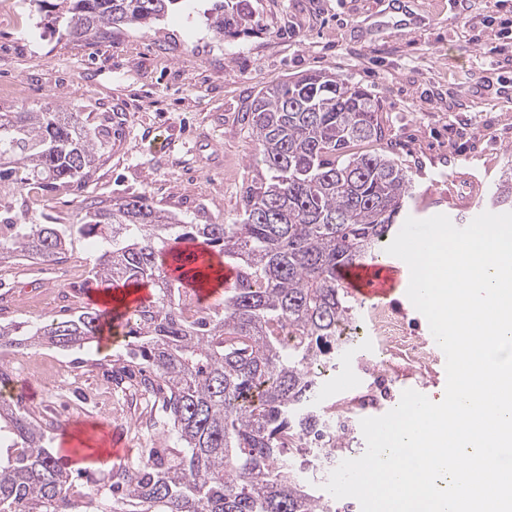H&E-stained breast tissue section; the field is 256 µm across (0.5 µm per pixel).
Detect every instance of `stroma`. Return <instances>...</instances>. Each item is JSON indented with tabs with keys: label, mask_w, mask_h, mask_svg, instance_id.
<instances>
[{
	"label": "stroma",
	"mask_w": 512,
	"mask_h": 512,
	"mask_svg": "<svg viewBox=\"0 0 512 512\" xmlns=\"http://www.w3.org/2000/svg\"><path fill=\"white\" fill-rule=\"evenodd\" d=\"M391 0H247L256 29L216 38L204 17L207 0L170 12L153 27L115 32L110 40L72 41L51 34L35 0H10L13 17L0 20V110H39L58 103L89 114L92 123L119 133L82 187L29 205L31 214L57 224L77 223L86 205L111 203L131 193L188 224H229L256 176L248 112L256 92L292 76L340 75L377 100L385 140L413 173L411 217L445 214L470 223L487 211L481 194L512 160V0H413L407 28L397 25ZM467 23H460V15ZM465 196L469 207L450 208ZM100 246L77 239L70 258L41 264L14 260L0 266V324L34 322L17 309L20 299L45 301L44 315L61 318L47 303L53 290L68 292L71 312L98 307L75 268L94 263ZM429 370L407 369L398 358L377 364L371 334L341 350L322 386L318 406L379 387V407L355 419L394 408L404 390L441 401L445 361L432 346ZM28 351L35 374L0 384L8 400H22L42 420L51 450L63 430L81 443L84 461L72 474L77 502L111 498L113 461L104 452L120 431L138 458L143 439L129 420L146 413L144 400L115 405L122 389L114 372L125 364L126 339L103 336L80 350ZM77 386H68L71 375Z\"/></svg>",
	"instance_id": "35a3bbf8"
}]
</instances>
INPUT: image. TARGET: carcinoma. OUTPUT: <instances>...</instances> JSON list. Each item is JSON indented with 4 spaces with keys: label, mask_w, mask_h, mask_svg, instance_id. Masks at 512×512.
I'll use <instances>...</instances> for the list:
<instances>
[{
    "label": "carcinoma",
    "mask_w": 512,
    "mask_h": 512,
    "mask_svg": "<svg viewBox=\"0 0 512 512\" xmlns=\"http://www.w3.org/2000/svg\"><path fill=\"white\" fill-rule=\"evenodd\" d=\"M37 2L46 28L83 41L149 28L188 0ZM208 2L217 36L253 30L251 14ZM378 111L369 92L335 74L259 89L249 127L262 173L231 224H184L144 193L91 204L76 224H37L16 195L81 186L111 132L61 104L0 111V262L54 263L75 238H95L87 287L153 291L148 301L30 330L0 325V349L72 351L119 321L145 391L161 395L173 447L140 449L137 463L112 473V501L96 512H333L303 474L354 442L349 423L315 402L319 367L355 312L336 271L381 258L414 196L408 167L381 146ZM363 142L376 148L350 151ZM488 201L512 209V168ZM226 261L235 279L221 303L187 299L223 276ZM45 443L35 414L0 400V512L76 509L72 474Z\"/></svg>",
    "instance_id": "cac0c4a2"
}]
</instances>
